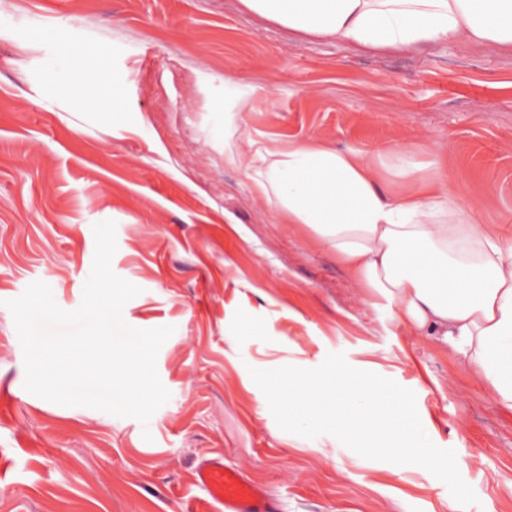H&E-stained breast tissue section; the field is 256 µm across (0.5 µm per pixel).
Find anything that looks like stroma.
<instances>
[{
	"label": "stroma",
	"instance_id": "stroma-1",
	"mask_svg": "<svg viewBox=\"0 0 512 512\" xmlns=\"http://www.w3.org/2000/svg\"><path fill=\"white\" fill-rule=\"evenodd\" d=\"M247 89L244 111H225ZM312 135L365 151L438 142L450 194H492L512 221V52L347 48L238 0H0V512H186L209 453L281 512H512V410L252 194L250 140ZM106 220L113 271L141 289L125 322L175 329L157 357L171 397L145 425L26 391L2 306L40 280L78 308ZM331 352L415 392L476 504L429 471L279 428L250 368Z\"/></svg>",
	"mask_w": 512,
	"mask_h": 512
}]
</instances>
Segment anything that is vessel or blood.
Here are the masks:
<instances>
[{
  "mask_svg": "<svg viewBox=\"0 0 512 512\" xmlns=\"http://www.w3.org/2000/svg\"><path fill=\"white\" fill-rule=\"evenodd\" d=\"M195 481L205 497L189 512H278L262 489L222 457H203L195 465Z\"/></svg>",
  "mask_w": 512,
  "mask_h": 512,
  "instance_id": "vessel-or-blood-1",
  "label": "vessel or blood"
}]
</instances>
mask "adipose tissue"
Returning <instances> with one entry per match:
<instances>
[{"instance_id":"obj_1","label":"adipose tissue","mask_w":512,"mask_h":512,"mask_svg":"<svg viewBox=\"0 0 512 512\" xmlns=\"http://www.w3.org/2000/svg\"><path fill=\"white\" fill-rule=\"evenodd\" d=\"M288 30L369 50L512 49V0H239ZM253 194L311 245L330 248L368 300L456 354L512 408V225L493 198L454 200L440 147L366 152L309 137L250 143Z\"/></svg>"}]
</instances>
